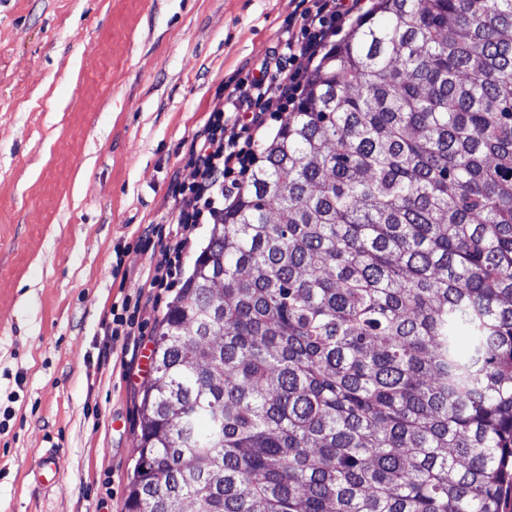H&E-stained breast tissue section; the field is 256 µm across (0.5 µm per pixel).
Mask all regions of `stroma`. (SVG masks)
I'll return each mask as SVG.
<instances>
[{
  "label": "stroma",
  "mask_w": 512,
  "mask_h": 512,
  "mask_svg": "<svg viewBox=\"0 0 512 512\" xmlns=\"http://www.w3.org/2000/svg\"><path fill=\"white\" fill-rule=\"evenodd\" d=\"M301 0H0V512H124L153 337L147 288L217 98ZM138 299V336L111 307ZM63 479L36 483L43 449Z\"/></svg>",
  "instance_id": "35a3bbf8"
}]
</instances>
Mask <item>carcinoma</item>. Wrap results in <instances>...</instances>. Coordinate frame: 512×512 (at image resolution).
I'll list each match as a JSON object with an SVG mask.
<instances>
[{
	"mask_svg": "<svg viewBox=\"0 0 512 512\" xmlns=\"http://www.w3.org/2000/svg\"><path fill=\"white\" fill-rule=\"evenodd\" d=\"M126 512H502L512 0H378L153 340Z\"/></svg>",
	"mask_w": 512,
	"mask_h": 512,
	"instance_id": "carcinoma-1",
	"label": "carcinoma"
}]
</instances>
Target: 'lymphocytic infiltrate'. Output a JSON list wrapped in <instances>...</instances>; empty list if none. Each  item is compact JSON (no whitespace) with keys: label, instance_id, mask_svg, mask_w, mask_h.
I'll use <instances>...</instances> for the list:
<instances>
[{"label":"lymphocytic infiltrate","instance_id":"obj_1","mask_svg":"<svg viewBox=\"0 0 512 512\" xmlns=\"http://www.w3.org/2000/svg\"><path fill=\"white\" fill-rule=\"evenodd\" d=\"M364 0H311L287 37L241 79L227 100L216 102L202 130L193 139L188 161L193 178L175 180V226L162 247V259L150 279L154 288H171L181 276L182 254L198 225L214 224L224 214L226 197L248 184L256 163V135L269 121L294 105L301 75L297 58L313 59L325 50L336 31Z\"/></svg>","mask_w":512,"mask_h":512}]
</instances>
